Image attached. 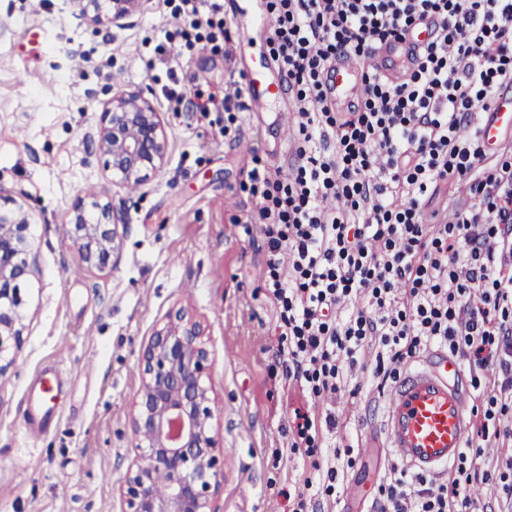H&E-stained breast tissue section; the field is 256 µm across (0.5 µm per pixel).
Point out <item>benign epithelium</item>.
Instances as JSON below:
<instances>
[{
  "instance_id": "1",
  "label": "benign epithelium",
  "mask_w": 512,
  "mask_h": 512,
  "mask_svg": "<svg viewBox=\"0 0 512 512\" xmlns=\"http://www.w3.org/2000/svg\"><path fill=\"white\" fill-rule=\"evenodd\" d=\"M94 26H118L146 10L149 0H72ZM95 153L104 159L112 183L145 184L167 165L170 142L162 113L140 89H118L102 107ZM27 200L8 198L0 205V377L14 364L24 343V290L35 274ZM127 215L110 199H77L70 211L69 241L88 270L104 268L119 256ZM141 384L132 403L130 428L135 457L120 484L123 512H216L224 485V452L211 420V388L206 383L210 351L199 325L178 314L140 350ZM169 479L165 495L154 490L156 472Z\"/></svg>"
}]
</instances>
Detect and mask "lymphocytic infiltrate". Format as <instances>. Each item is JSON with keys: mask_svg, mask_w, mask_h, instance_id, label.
Returning <instances> with one entry per match:
<instances>
[{"mask_svg": "<svg viewBox=\"0 0 512 512\" xmlns=\"http://www.w3.org/2000/svg\"><path fill=\"white\" fill-rule=\"evenodd\" d=\"M182 17L165 42L228 47L236 35L222 0H159ZM268 59L288 83L294 159L253 158L241 188L266 246L262 270L285 380L310 398L344 387L364 346L378 341L379 386L438 344L494 369V394L512 399V161L480 170L471 117L512 88V0H265ZM434 23L408 79L365 75L360 106L327 95L336 58L373 60L383 45ZM164 42V44H165ZM164 44L156 45L164 56ZM452 182L467 205L423 223L430 185ZM294 452L311 456L335 414L295 411ZM451 484L418 488L394 472L377 512H458L467 488L490 480L458 465Z\"/></svg>", "mask_w": 512, "mask_h": 512, "instance_id": "f902f5d3", "label": "lymphocytic infiltrate"}]
</instances>
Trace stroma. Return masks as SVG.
<instances>
[{"mask_svg":"<svg viewBox=\"0 0 512 512\" xmlns=\"http://www.w3.org/2000/svg\"><path fill=\"white\" fill-rule=\"evenodd\" d=\"M0 22V190L34 209L39 269L28 284L22 352L0 378V512H121L139 350L179 313L200 324L211 352L213 424L224 442L218 512H288L273 487L309 476L310 459L289 446L295 410L313 408L335 413L324 453L343 455L332 495L313 496L309 512H371L397 465L375 427L378 347L365 348V369L329 399L312 401L276 374V313L259 279L265 245L242 223L251 203L240 183L252 156L283 167L291 158L281 122L288 97L238 113L222 135L188 91L193 82L220 90L244 80V49L267 54L263 32L240 28L229 61L167 44L171 73L146 66L164 31L179 24L156 0L122 26L100 29L66 0H0ZM180 86L181 103H169L165 88ZM118 88L153 99L171 144L167 166L132 194L113 186L90 143L102 102ZM91 186L124 206L129 222L117 264L81 274L62 229ZM48 366L54 415L41 428L24 410L36 372Z\"/></svg>","mask_w":512,"mask_h":512,"instance_id":"1","label":"stroma"}]
</instances>
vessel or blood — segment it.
Listing matches in <instances>:
<instances>
[{
	"label": "vessel or blood",
	"mask_w": 512,
	"mask_h": 512,
	"mask_svg": "<svg viewBox=\"0 0 512 512\" xmlns=\"http://www.w3.org/2000/svg\"><path fill=\"white\" fill-rule=\"evenodd\" d=\"M239 15L248 27L268 24L259 0H241ZM430 38V29L423 26L405 42L385 47L387 75L397 77L408 64L411 50ZM360 82L356 66L338 63L331 74V94L338 100L354 95ZM280 91L281 85L271 75L267 61L259 60L247 75L246 92L252 111H262L267 100ZM505 127H512V93L508 91L496 99L479 129L486 149L496 146ZM472 421L461 363L438 350L409 363L394 381L387 391L378 429L401 464L422 474L438 475L460 456Z\"/></svg>",
	"instance_id": "1"
}]
</instances>
